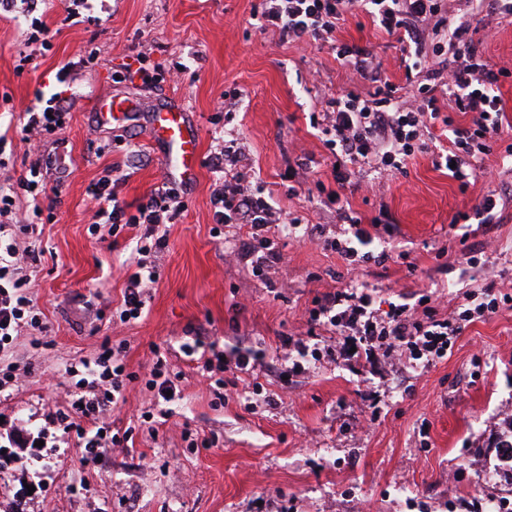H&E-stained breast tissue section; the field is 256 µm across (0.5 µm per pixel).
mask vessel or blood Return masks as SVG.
<instances>
[{"label":"vessel or blood","instance_id":"b4317fda","mask_svg":"<svg viewBox=\"0 0 512 512\" xmlns=\"http://www.w3.org/2000/svg\"><path fill=\"white\" fill-rule=\"evenodd\" d=\"M133 106L132 100H110L107 106L98 108L97 118L101 124L126 119ZM151 131L154 140L168 149L166 165L171 178L185 183H194L201 167L200 143L182 110L168 106L151 116Z\"/></svg>","mask_w":512,"mask_h":512}]
</instances>
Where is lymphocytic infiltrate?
<instances>
[{
    "instance_id": "obj_1",
    "label": "lymphocytic infiltrate",
    "mask_w": 512,
    "mask_h": 512,
    "mask_svg": "<svg viewBox=\"0 0 512 512\" xmlns=\"http://www.w3.org/2000/svg\"><path fill=\"white\" fill-rule=\"evenodd\" d=\"M466 10L452 14L446 0H263L262 28H272L282 38L299 45H330L338 60L371 84L368 97L347 90L329 98L316 124L331 149L334 161L333 189L327 190L325 205L333 209L337 222L349 225L359 242H367L371 230L392 233L386 211H379L370 223H363L343 194L349 181V165L393 171L407 159L431 155L435 166L447 167L461 188L495 147H503L512 160V119L494 88L511 74L494 68L473 38L471 21L512 15V0H465ZM361 9L387 35L395 38L402 52L401 63L411 89L406 98L395 95L381 62L367 49L339 41V24L353 9ZM454 112L469 114L467 125H456L444 104ZM69 115L62 100L46 106L32 105L23 114L25 134L53 143V153L32 162L18 178L0 182V351L26 327L38 328L29 296L31 281L24 268L34 260L31 248H20V240H35L43 209L39 199L46 193L51 174L66 170L59 133ZM448 133L447 147H438L432 133L435 126ZM245 148L237 140L210 154L208 163L223 178L211 190L210 203L219 224H246L251 232L237 239L233 257L250 267L254 277L272 283L282 259L278 243L268 235L273 224H287L288 215L270 205L254 191L246 173L237 165ZM115 183L104 176L89 190L95 203L94 224H108L113 230L137 228L139 259L137 269L127 278L119 319L141 318L149 289L157 280L158 261L167 247L169 224L183 209L176 189L148 197L127 214L116 198ZM493 285H486L483 300L475 308L440 316L430 295H420L415 305L395 306L387 319L377 318L370 309L371 296L346 286L316 296L308 311L309 322L329 327L342 336H361L376 343L384 356L408 350L414 359L443 358L474 317L496 313L500 308ZM83 376L71 394L75 415L65 433L74 435L82 450L84 465H97L103 449L121 444L119 434L103 432L96 421L105 407L116 403L134 376L128 373L120 350L103 348L91 361H83Z\"/></svg>"
}]
</instances>
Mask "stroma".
<instances>
[{
  "label": "stroma",
  "instance_id": "stroma-1",
  "mask_svg": "<svg viewBox=\"0 0 512 512\" xmlns=\"http://www.w3.org/2000/svg\"><path fill=\"white\" fill-rule=\"evenodd\" d=\"M261 0H107L105 12L69 16L67 0H46L41 19L48 46L27 42L30 20L0 19V179L18 177L44 151L23 141L19 115L37 94H62L70 110L60 133L71 174L55 198L54 218L42 226L43 252L34 267L32 298L43 330L27 328L0 354V370L21 378L0 393V435L25 428L43 443L24 449L26 465L0 461V512H504L512 506V461L498 436L512 431V306L467 324L447 356L431 366L402 356L381 368L351 356L352 341L311 328L312 299L346 285L370 293L386 318L400 295H431L441 314L464 296H479L487 279L512 296V207L497 224H457L496 189L500 152L487 156V174L460 190L430 156L381 176L376 189L350 195L363 218L386 209L398 233L379 234L349 261L323 246L318 225L336 216L317 189L289 191L288 170L312 157V177L333 187L330 150L309 123L323 98L362 87L359 76L327 47H297L261 30L253 16ZM337 38L369 47L392 83L405 88L395 43L356 11ZM157 70L143 85L126 70ZM67 69L66 82L57 73ZM139 104L133 120L97 125L107 98ZM231 113L216 111L220 98ZM180 103L196 127L202 156L225 141L246 146L242 166L274 206L299 218L274 238L282 253L276 286L254 278L230 256L237 224L218 236L210 205L217 175L201 166L180 185L185 209L168 227L167 248L146 314L120 322L126 274L139 230L90 232L89 187L112 164L128 213L169 187L148 115L160 103ZM305 235L297 243L295 234ZM467 235L471 257L461 256ZM445 256H438L440 247ZM415 271H408V264ZM303 337L312 358L285 351L286 335ZM200 336L217 349L252 351L259 363L240 375L226 400H216L202 369L180 345ZM125 345L126 369L137 376L124 402L104 420L131 429L126 447L109 448L105 462L85 467L62 439L69 410L68 374L103 345ZM180 376L181 396L156 418L155 433L140 426L150 407L145 381L156 355ZM302 372H292L295 361ZM218 437L213 448L194 439ZM34 492L20 496L23 484Z\"/></svg>",
  "mask_w": 512,
  "mask_h": 512
}]
</instances>
